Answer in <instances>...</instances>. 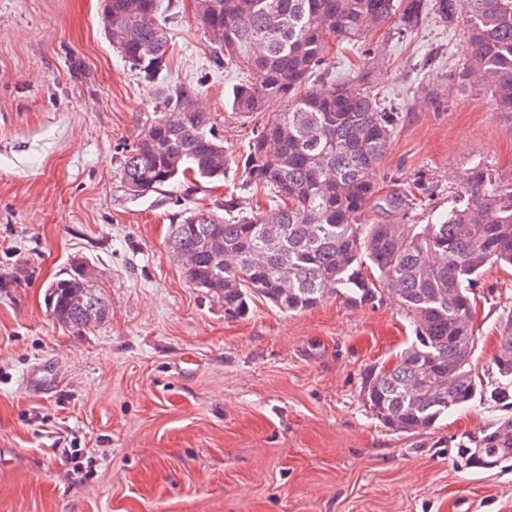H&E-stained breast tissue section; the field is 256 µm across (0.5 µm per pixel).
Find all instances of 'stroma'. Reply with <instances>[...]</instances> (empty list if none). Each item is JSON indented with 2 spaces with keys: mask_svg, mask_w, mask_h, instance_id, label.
<instances>
[{
  "mask_svg": "<svg viewBox=\"0 0 512 512\" xmlns=\"http://www.w3.org/2000/svg\"><path fill=\"white\" fill-rule=\"evenodd\" d=\"M102 0H0V512H512V461L461 470L455 445L506 409L491 397L512 269L472 290L471 407L404 434L369 410L368 374L414 336L390 295L332 296L284 314L253 299L246 317L183 274L171 225L198 207L225 219L268 205L240 163L263 116L230 107L242 72L213 57L194 0H163L173 44L147 82L112 48ZM387 20L360 57L332 46L333 78L394 104L374 173L380 196L413 180L411 223L459 202L473 164L512 174V113L458 86L462 14ZM188 91L212 112L231 158L220 180L182 178L133 195L120 169L144 130ZM84 267L107 305L86 330L58 323L50 283Z\"/></svg>",
  "mask_w": 512,
  "mask_h": 512,
  "instance_id": "35a3bbf8",
  "label": "stroma"
}]
</instances>
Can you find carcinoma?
<instances>
[{
  "label": "carcinoma",
  "instance_id": "cac0c4a2",
  "mask_svg": "<svg viewBox=\"0 0 512 512\" xmlns=\"http://www.w3.org/2000/svg\"><path fill=\"white\" fill-rule=\"evenodd\" d=\"M160 0H103L101 24L112 48L147 80L167 68L170 45L158 22ZM196 15L215 54L245 71L233 91L235 112L268 113L243 159L246 180L272 194L268 207L233 221L195 209L171 225L170 246L189 283L224 302L237 319L262 298L283 313L326 297L372 304L386 290L414 328L396 361L370 375L372 414L388 429L418 433L466 408L480 385L470 361L475 309L470 290L485 268L512 266V177L474 164L461 179L463 202L425 224L371 223L372 172L395 129L396 112L352 79L302 91L332 43L365 44L393 15L398 34L423 14L464 12L465 54L459 82L486 88L499 112H512V0H196ZM288 110L273 112L277 101ZM230 162L212 113L179 95L131 149L121 178L135 196L181 176L219 180ZM418 184L386 200L413 209ZM53 317L74 328L106 316L104 297L84 270L55 280ZM493 357L504 382L491 397L512 407V312L497 327ZM484 457L512 460V416L474 437Z\"/></svg>",
  "mask_w": 512,
  "mask_h": 512
}]
</instances>
